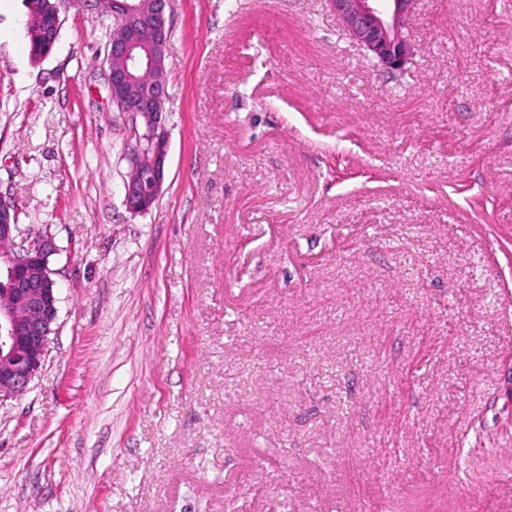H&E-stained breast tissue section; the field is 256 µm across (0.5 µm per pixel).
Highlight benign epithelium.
<instances>
[{"instance_id": "7a95c632", "label": "benign epithelium", "mask_w": 512, "mask_h": 512, "mask_svg": "<svg viewBox=\"0 0 512 512\" xmlns=\"http://www.w3.org/2000/svg\"><path fill=\"white\" fill-rule=\"evenodd\" d=\"M325 2L345 35L377 66L392 74L406 71L415 56V47L404 34L414 0ZM75 6L116 23L107 34L103 64L112 103L132 123L123 160L137 170L143 157H151L145 177L124 183L128 210L141 214L160 197L168 164L169 130L160 110L168 98L167 82L143 79L167 59V0H154L150 12L138 0H68L43 24L46 45L53 46L62 15ZM114 59L121 65H112ZM17 211L14 200L0 195V393L21 394L45 360L58 318L59 298L50 269V258L58 248L50 235L23 234Z\"/></svg>"}]
</instances>
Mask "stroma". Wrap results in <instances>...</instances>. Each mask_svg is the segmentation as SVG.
I'll use <instances>...</instances> for the list:
<instances>
[{"mask_svg":"<svg viewBox=\"0 0 512 512\" xmlns=\"http://www.w3.org/2000/svg\"><path fill=\"white\" fill-rule=\"evenodd\" d=\"M162 194L96 14L0 0V193L59 313L0 395V512H512V0H414L406 72L325 0H169ZM55 0H29L30 2V13L29 18L26 24V37L28 39L30 45L31 55L35 59H41L43 56L45 45L39 46V32L41 30L42 25V16L47 12V6L49 3H53ZM30 34L33 36V40L36 44V48L34 43L31 40Z\"/></svg>","mask_w":512,"mask_h":512,"instance_id":"stroma-1","label":"stroma"}]
</instances>
